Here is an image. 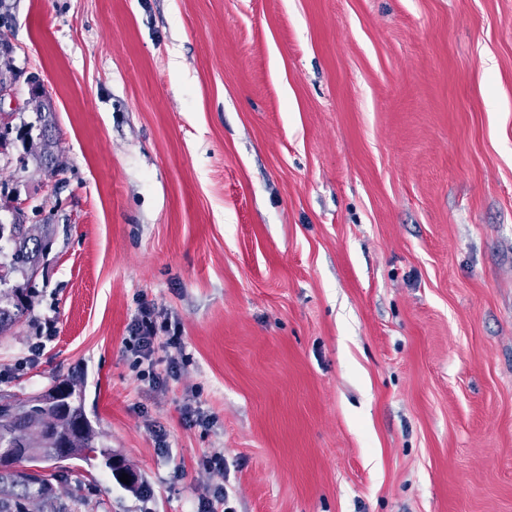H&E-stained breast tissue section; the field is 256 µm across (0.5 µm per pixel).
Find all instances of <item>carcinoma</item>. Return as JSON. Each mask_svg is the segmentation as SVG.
Listing matches in <instances>:
<instances>
[{
	"instance_id": "1",
	"label": "carcinoma",
	"mask_w": 512,
	"mask_h": 512,
	"mask_svg": "<svg viewBox=\"0 0 512 512\" xmlns=\"http://www.w3.org/2000/svg\"><path fill=\"white\" fill-rule=\"evenodd\" d=\"M33 115L34 121L21 122L30 139L29 154L51 174L56 168V140L49 135L51 113L35 111ZM44 221L40 234L35 235L15 214L9 222L0 219V242L5 240L10 245L0 257L1 336L33 306L36 272L45 250L52 246L49 218ZM74 385L75 380L68 376L55 380L41 393L0 396V512H34L32 506L36 503H54L55 486L36 466L56 459L62 447L69 449V460L101 457L107 461L114 457L89 420L83 396L54 402V391Z\"/></svg>"
}]
</instances>
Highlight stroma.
I'll return each mask as SVG.
<instances>
[{"label":"stroma","instance_id":"1","mask_svg":"<svg viewBox=\"0 0 512 512\" xmlns=\"http://www.w3.org/2000/svg\"><path fill=\"white\" fill-rule=\"evenodd\" d=\"M10 4L61 173L0 162V215L53 224L0 393L78 375L145 485L41 462L60 499L512 512V0ZM145 302L184 338L152 380Z\"/></svg>","mask_w":512,"mask_h":512}]
</instances>
